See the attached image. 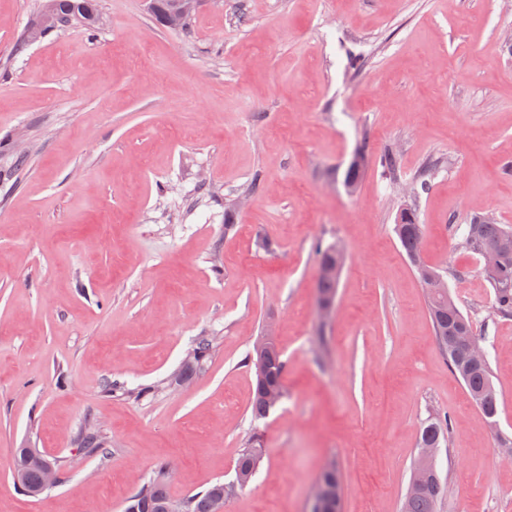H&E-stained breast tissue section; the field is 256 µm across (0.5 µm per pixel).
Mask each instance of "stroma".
<instances>
[{"mask_svg":"<svg viewBox=\"0 0 512 512\" xmlns=\"http://www.w3.org/2000/svg\"><path fill=\"white\" fill-rule=\"evenodd\" d=\"M98 4L96 26L22 47L44 0H0V512H124L163 459L180 501L233 480L255 431L265 458L224 512H307L329 459L343 512H401L433 415L449 424L437 512H512V317L458 246L473 215L512 227V0H199L180 29L148 0ZM410 205L487 353L496 423L394 234ZM334 241L323 322L316 245ZM269 324L287 397L256 421L246 357ZM202 336L210 358L173 383ZM89 421L106 459L77 445ZM21 446L64 464L36 497L12 479Z\"/></svg>","mask_w":512,"mask_h":512,"instance_id":"35a3bbf8","label":"stroma"}]
</instances>
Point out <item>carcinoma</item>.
I'll return each mask as SVG.
<instances>
[{"mask_svg": "<svg viewBox=\"0 0 512 512\" xmlns=\"http://www.w3.org/2000/svg\"><path fill=\"white\" fill-rule=\"evenodd\" d=\"M182 8L178 0H153V13L161 22H166L172 12ZM96 0H48L45 14H51L54 19H44L41 31L58 26H64L75 20L91 27L96 19ZM366 162L365 154L361 153L351 161L344 173L343 183L346 188H356ZM512 228L504 224H488L481 216L475 217L470 223L464 225L460 245L462 248L475 253L476 243L491 242ZM394 233L405 251L411 266L415 269L426 266V261L417 252V240L422 237L421 225L414 209H404L394 225ZM493 288L492 308L501 316H512V257L506 259L499 280H489ZM429 313L433 322L435 335L449 362L451 371L459 377L474 405L483 416H497L499 413V399L497 391L491 380L489 364L473 365L462 351L456 355L448 353V341L452 340L460 331L473 333L472 323L456 306L451 297L442 293L427 295ZM212 341L207 337L199 338L195 343L196 357L191 361L182 363L178 379L189 381L197 368L209 357ZM267 371L265 378H256L252 399L251 413L254 419L260 420L269 416L275 410L262 392L263 383L279 384L283 379L286 362L283 353L275 346L270 345L265 351ZM448 431V416L437 415L429 418L420 428L418 447L439 448L446 442ZM81 448L89 455L106 458L107 451L104 437L100 431L90 425L77 435ZM264 457L261 438H256L242 450L236 468L251 481L257 472ZM14 465L23 471V492L33 491L40 486L41 474L37 467L29 464L24 456V450L15 449ZM168 463H158L152 476L133 495L125 507V512H216V503L224 491L223 483H215L202 491L191 495L180 502L172 500L167 490ZM444 492V484L437 471L436 463L431 465L419 475V484L409 487L402 505V512H437V505Z\"/></svg>", "mask_w": 512, "mask_h": 512, "instance_id": "carcinoma-1", "label": "carcinoma"}]
</instances>
